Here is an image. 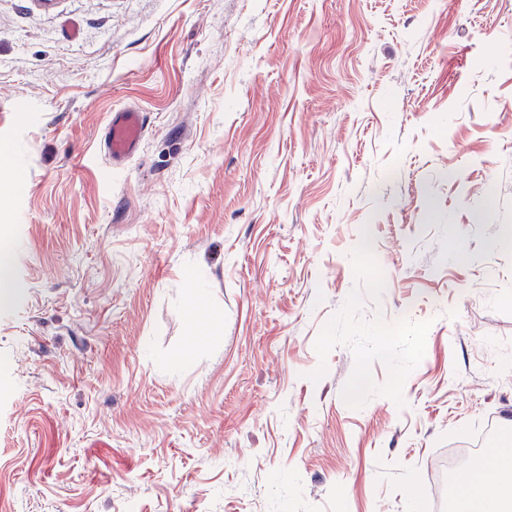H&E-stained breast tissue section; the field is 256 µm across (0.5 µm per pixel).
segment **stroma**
Returning <instances> with one entry per match:
<instances>
[{
    "label": "stroma",
    "mask_w": 512,
    "mask_h": 512,
    "mask_svg": "<svg viewBox=\"0 0 512 512\" xmlns=\"http://www.w3.org/2000/svg\"><path fill=\"white\" fill-rule=\"evenodd\" d=\"M1 242L12 512H448L512 431V0H0ZM146 129V116L127 107L112 112L102 136V151L113 168L127 164L139 151Z\"/></svg>",
    "instance_id": "35a3bbf8"
}]
</instances>
